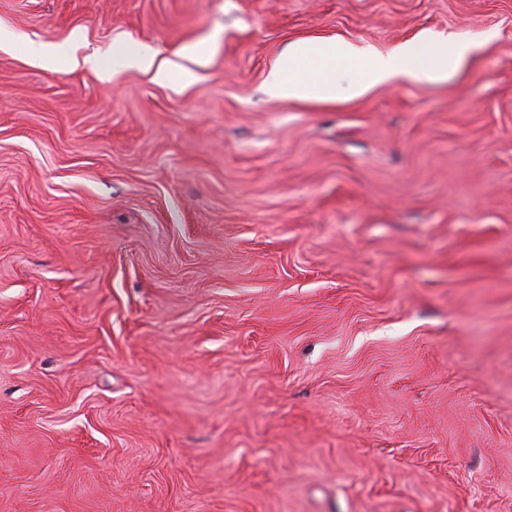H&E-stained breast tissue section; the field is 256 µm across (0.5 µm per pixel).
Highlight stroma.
<instances>
[{"instance_id": "1", "label": "stroma", "mask_w": 512, "mask_h": 512, "mask_svg": "<svg viewBox=\"0 0 512 512\" xmlns=\"http://www.w3.org/2000/svg\"><path fill=\"white\" fill-rule=\"evenodd\" d=\"M0 27V512H512V0ZM425 30L476 44L448 81L263 91L292 41ZM77 32L192 78L70 69Z\"/></svg>"}]
</instances>
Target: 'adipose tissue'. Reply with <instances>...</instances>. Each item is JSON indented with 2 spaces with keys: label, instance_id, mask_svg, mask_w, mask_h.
<instances>
[{
  "label": "adipose tissue",
  "instance_id": "obj_1",
  "mask_svg": "<svg viewBox=\"0 0 512 512\" xmlns=\"http://www.w3.org/2000/svg\"><path fill=\"white\" fill-rule=\"evenodd\" d=\"M472 49V44L448 39L430 42L422 56L409 43L381 55L344 40H296L268 71L265 91L278 100L332 101L339 92L359 96L399 77L438 82L447 79L449 65H461Z\"/></svg>",
  "mask_w": 512,
  "mask_h": 512
}]
</instances>
